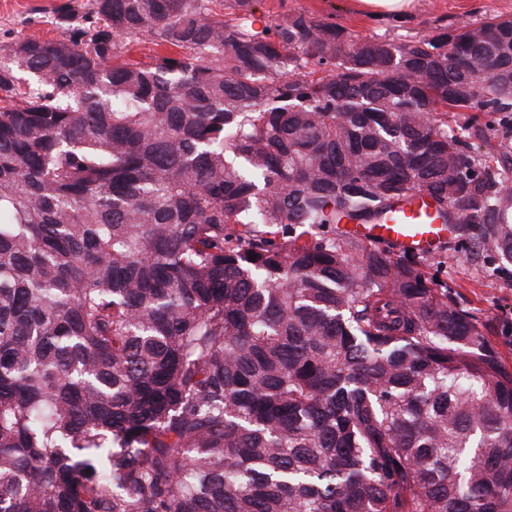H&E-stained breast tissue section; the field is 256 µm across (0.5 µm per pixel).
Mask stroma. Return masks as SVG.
<instances>
[{"instance_id":"35a3bbf8","label":"stroma","mask_w":512,"mask_h":512,"mask_svg":"<svg viewBox=\"0 0 512 512\" xmlns=\"http://www.w3.org/2000/svg\"><path fill=\"white\" fill-rule=\"evenodd\" d=\"M84 0H0V45L20 37L48 39L60 29L57 14L64 5ZM304 14L336 24L357 36L401 41L422 36L438 27H457L486 15L512 17V0H417L414 13L401 22H380L353 10L351 0H251L239 8L224 0V16L246 15L255 30L274 24L284 14ZM438 279L447 283L449 296L489 323V340L512 369V271L491 258L475 262L464 251L449 247L438 257Z\"/></svg>"}]
</instances>
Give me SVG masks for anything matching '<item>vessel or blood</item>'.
<instances>
[{
	"label": "vessel or blood",
	"mask_w": 512,
	"mask_h": 512,
	"mask_svg": "<svg viewBox=\"0 0 512 512\" xmlns=\"http://www.w3.org/2000/svg\"><path fill=\"white\" fill-rule=\"evenodd\" d=\"M359 238L365 242L378 239L390 242L394 252H414L424 256L438 253L455 238L453 228L441 223L428 199L395 205L383 224H360Z\"/></svg>",
	"instance_id": "obj_1"
}]
</instances>
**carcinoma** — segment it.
<instances>
[{"label":"carcinoma","mask_w":512,"mask_h":512,"mask_svg":"<svg viewBox=\"0 0 512 512\" xmlns=\"http://www.w3.org/2000/svg\"><path fill=\"white\" fill-rule=\"evenodd\" d=\"M211 2L89 0L0 54V512H512L487 324L343 228L424 192L512 266L481 151L512 132V18L366 54ZM464 44L494 71L461 101Z\"/></svg>","instance_id":"1"}]
</instances>
